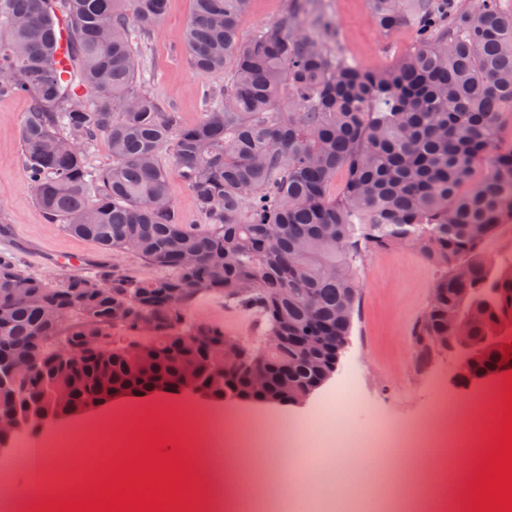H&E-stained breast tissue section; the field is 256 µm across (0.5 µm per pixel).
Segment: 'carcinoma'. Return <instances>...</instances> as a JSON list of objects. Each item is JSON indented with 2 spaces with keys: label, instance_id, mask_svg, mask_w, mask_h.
<instances>
[{
  "label": "carcinoma",
  "instance_id": "obj_1",
  "mask_svg": "<svg viewBox=\"0 0 512 512\" xmlns=\"http://www.w3.org/2000/svg\"><path fill=\"white\" fill-rule=\"evenodd\" d=\"M411 2L418 47L371 71L344 55L331 26L317 35L304 29L312 0H289L276 23L248 40L239 20L250 0H194L184 50L197 71L227 81L203 120L185 126L160 108L139 67L136 40L156 28L167 0H0V97L30 100L21 147L37 205L70 233L167 271L54 283L1 254L0 365L27 360L31 368L0 390V414L64 394L71 414L91 401L175 392L187 364L215 399L227 389L252 397L250 376L267 372L265 396L297 404L324 384L351 332L357 269L403 245L440 271L414 328L418 357L445 348L451 321L456 335L473 338L464 357L471 377L512 368V359L501 361L512 336L499 330L512 320V266L493 275L483 254L512 221V151L497 149L501 116L512 112V12L498 0L476 10ZM370 3L387 30L407 20L401 0ZM61 17L79 91L57 75ZM100 138L111 162L92 169L87 153ZM482 156L490 164L476 180ZM173 169L202 223L180 220ZM204 294L258 314L267 335L288 337L283 349L190 322ZM55 305L69 309V323L47 318ZM471 308L484 322L470 323ZM146 319L154 329L141 341ZM183 328L198 343L182 341ZM116 331L132 333L129 342ZM87 335L101 337L104 350L57 357L60 340ZM221 338L237 351L222 369L208 349ZM303 340L308 350L297 357ZM137 347L142 354L131 355Z\"/></svg>",
  "mask_w": 512,
  "mask_h": 512
}]
</instances>
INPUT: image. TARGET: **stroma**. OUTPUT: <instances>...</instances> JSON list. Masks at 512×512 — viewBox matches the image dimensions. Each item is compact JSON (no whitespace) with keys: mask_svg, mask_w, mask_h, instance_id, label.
<instances>
[{"mask_svg":"<svg viewBox=\"0 0 512 512\" xmlns=\"http://www.w3.org/2000/svg\"><path fill=\"white\" fill-rule=\"evenodd\" d=\"M193 11L194 0H168L140 56V70L161 108L179 113L186 125L203 119L206 95L224 89L223 73H199L181 50ZM328 23L335 25L343 53L368 70H386L417 46L413 22L382 29L372 17L369 0H319L304 18L305 28L317 33ZM28 108L26 97H0V253L12 256L26 274L50 282L67 274L98 276L112 267L136 277L159 276L158 268L138 257L102 252L94 241L75 237L46 217L35 201L22 156L20 132ZM439 276L414 248L397 246L368 256L358 273L360 307L338 372L305 403L289 407L280 420L237 413V400H225V412L235 416L233 433L255 447H267V461L275 463L278 445L287 441L289 432L307 442L316 437L325 400L350 375L356 379V392L344 426L368 438L380 434L383 420L422 436L442 409L467 413L473 404L492 400L502 379L458 383L459 362L448 351H436L426 364L417 362L413 329ZM190 316L223 326L226 335L257 346L264 343L258 317L225 303L223 296L197 298ZM220 464L225 480L235 484V497L225 501L223 512H241L256 489L257 466L226 447ZM475 465V456L459 447L442 448L432 462L416 457L396 464L382 454L367 473L355 477L356 497L332 502L322 498L307 465L299 464L279 490L278 500L282 512H372L380 497L385 512H413L414 502L424 497L435 502L438 512H460L464 487L456 477Z\"/></svg>","mask_w":512,"mask_h":512,"instance_id":"stroma-1","label":"stroma"}]
</instances>
